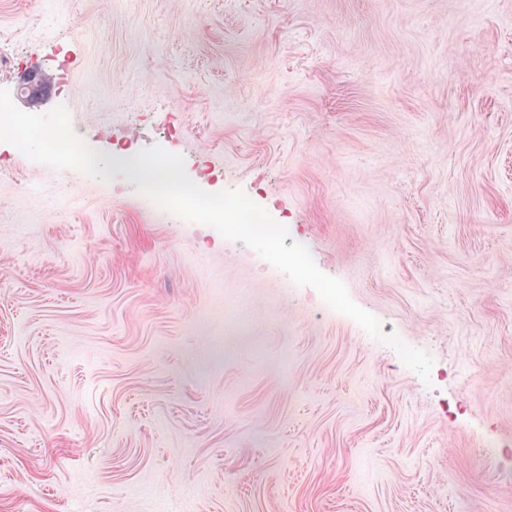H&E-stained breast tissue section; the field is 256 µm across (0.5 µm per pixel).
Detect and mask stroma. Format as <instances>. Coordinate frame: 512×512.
Masks as SVG:
<instances>
[{"instance_id":"stroma-1","label":"stroma","mask_w":512,"mask_h":512,"mask_svg":"<svg viewBox=\"0 0 512 512\" xmlns=\"http://www.w3.org/2000/svg\"><path fill=\"white\" fill-rule=\"evenodd\" d=\"M0 48V512H512V0H0ZM64 112L219 169L430 382Z\"/></svg>"}]
</instances>
